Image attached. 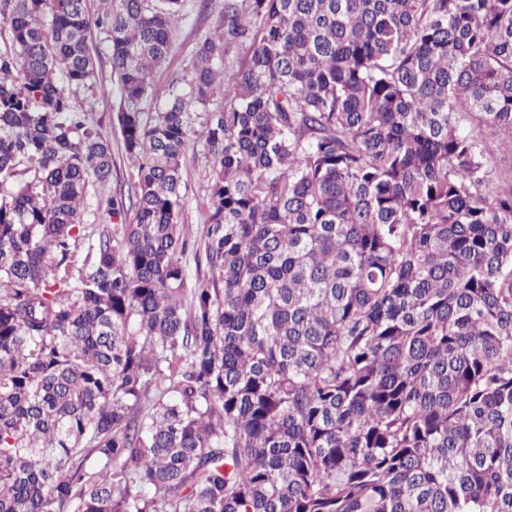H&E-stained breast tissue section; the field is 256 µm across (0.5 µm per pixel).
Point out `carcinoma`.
I'll return each instance as SVG.
<instances>
[{
    "mask_svg": "<svg viewBox=\"0 0 512 512\" xmlns=\"http://www.w3.org/2000/svg\"><path fill=\"white\" fill-rule=\"evenodd\" d=\"M186 7L0 0V512H512V0H224L157 85ZM99 81L105 85L108 90L112 88V93L102 95L97 91L94 97L96 103L94 105V112L91 113L94 124L99 126V130L104 137L112 143V180L107 186L108 192L111 188L110 194L117 196L120 199V191L124 206V212L117 217L108 218L106 214L102 215L98 210V196L102 192L89 186V194L86 199L85 222L92 224L95 234H98L102 229L108 230L114 234L117 230L122 228L121 224H128L133 218V210L129 206L128 199V186L134 183L135 170L126 157L123 145L122 135L119 126L114 121L115 113L120 104V96L118 88L113 81L111 65L108 57L104 51L100 53L97 62ZM124 217L126 219L124 220ZM205 151L203 149L202 138H195L189 143L182 157V167L184 179L188 187V206L183 214L184 224L191 225L192 240L198 244L197 255H199V264L196 260V250L188 253L186 258L187 288H193L195 283L205 281L211 278V271L206 265L204 256V210L200 202L206 195L208 166L206 163Z\"/></svg>",
    "mask_w": 512,
    "mask_h": 512,
    "instance_id": "cac0c4a2",
    "label": "carcinoma"
}]
</instances>
